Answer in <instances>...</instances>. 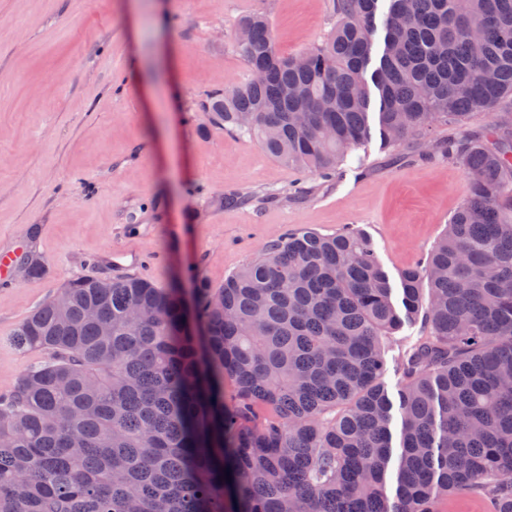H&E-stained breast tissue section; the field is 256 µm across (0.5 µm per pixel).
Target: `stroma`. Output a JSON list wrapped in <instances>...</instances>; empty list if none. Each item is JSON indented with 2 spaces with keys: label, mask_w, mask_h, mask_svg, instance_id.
<instances>
[{
  "label": "stroma",
  "mask_w": 512,
  "mask_h": 512,
  "mask_svg": "<svg viewBox=\"0 0 512 512\" xmlns=\"http://www.w3.org/2000/svg\"><path fill=\"white\" fill-rule=\"evenodd\" d=\"M253 12L286 56L334 24L331 0H0V251L45 264L0 291V395L44 362L12 337L68 280L219 286L287 230L350 226L396 286L467 199L463 168L434 150L450 124L392 148L372 136L329 181L213 125L202 103L245 78L231 34ZM236 192L249 201L225 204ZM421 330L388 343L389 395Z\"/></svg>",
  "instance_id": "35a3bbf8"
}]
</instances>
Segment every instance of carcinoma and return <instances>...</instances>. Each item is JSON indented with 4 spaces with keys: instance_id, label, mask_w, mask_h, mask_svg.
I'll list each match as a JSON object with an SVG mask.
<instances>
[{
    "instance_id": "1",
    "label": "carcinoma",
    "mask_w": 512,
    "mask_h": 512,
    "mask_svg": "<svg viewBox=\"0 0 512 512\" xmlns=\"http://www.w3.org/2000/svg\"><path fill=\"white\" fill-rule=\"evenodd\" d=\"M377 9L332 0L302 68L265 16L240 18L232 46L264 76L205 110L328 176L370 134ZM384 26L382 142L463 127L446 153L470 183L400 272L402 307L352 227L287 231L223 285L197 280L192 310L178 285L68 281L14 335L47 359L0 395V512H443L466 497L512 512V124L471 126L512 98V0H389ZM419 318L395 405L385 343Z\"/></svg>"
}]
</instances>
